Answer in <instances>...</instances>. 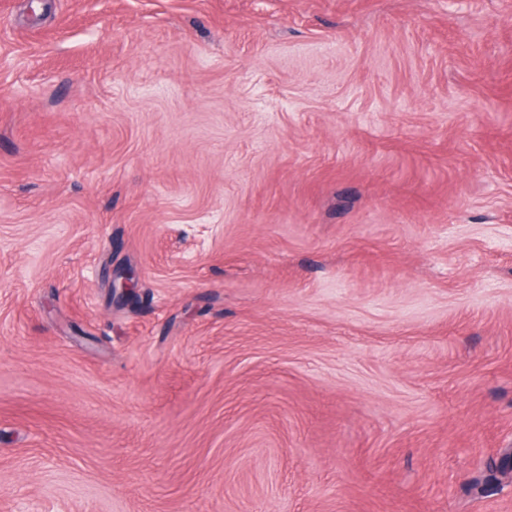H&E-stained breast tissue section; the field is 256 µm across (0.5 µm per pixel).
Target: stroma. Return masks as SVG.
<instances>
[{
    "label": "stroma",
    "instance_id": "35a3bbf8",
    "mask_svg": "<svg viewBox=\"0 0 512 512\" xmlns=\"http://www.w3.org/2000/svg\"><path fill=\"white\" fill-rule=\"evenodd\" d=\"M507 455L512 0H0V512H512Z\"/></svg>",
    "mask_w": 512,
    "mask_h": 512
}]
</instances>
